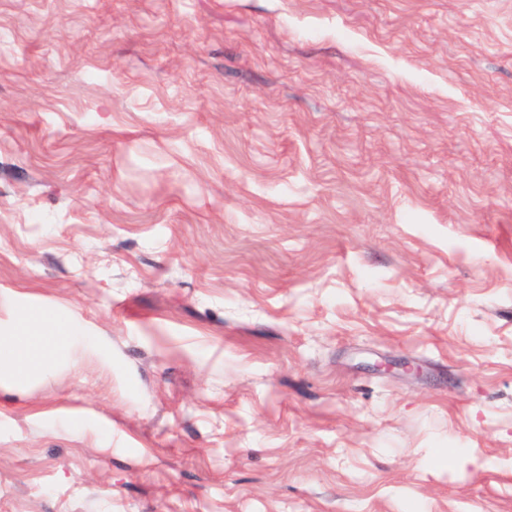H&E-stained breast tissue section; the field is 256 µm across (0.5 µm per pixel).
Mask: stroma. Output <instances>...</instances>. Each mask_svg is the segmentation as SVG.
Returning a JSON list of instances; mask_svg holds the SVG:
<instances>
[{"mask_svg": "<svg viewBox=\"0 0 512 512\" xmlns=\"http://www.w3.org/2000/svg\"><path fill=\"white\" fill-rule=\"evenodd\" d=\"M2 288L0 512H512V0H0ZM0 390L28 385L36 375L55 370L60 355L77 365L84 354L97 352L100 337L87 336L68 317L46 312L16 296L12 290L0 291Z\"/></svg>", "mask_w": 512, "mask_h": 512, "instance_id": "stroma-1", "label": "stroma"}]
</instances>
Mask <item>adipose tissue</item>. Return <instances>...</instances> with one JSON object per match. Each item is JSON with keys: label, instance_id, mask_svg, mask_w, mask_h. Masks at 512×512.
<instances>
[{"label": "adipose tissue", "instance_id": "adipose-tissue-1", "mask_svg": "<svg viewBox=\"0 0 512 512\" xmlns=\"http://www.w3.org/2000/svg\"><path fill=\"white\" fill-rule=\"evenodd\" d=\"M0 390L29 384L35 376L55 370L60 358L78 364L97 352L99 341L76 328L58 312H46L11 290L0 291Z\"/></svg>", "mask_w": 512, "mask_h": 512}]
</instances>
